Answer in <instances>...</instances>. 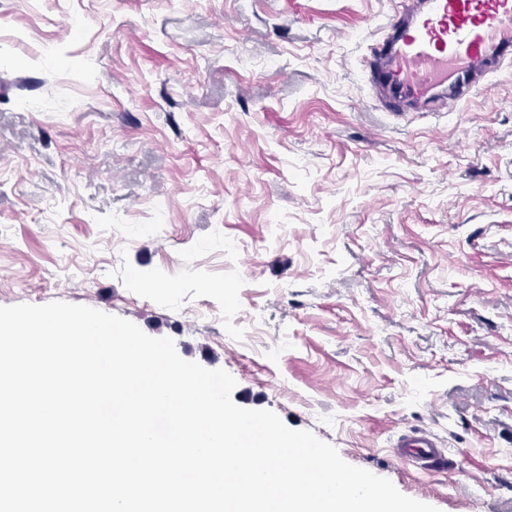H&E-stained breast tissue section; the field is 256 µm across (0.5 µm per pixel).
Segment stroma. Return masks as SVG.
<instances>
[{"label": "stroma", "instance_id": "stroma-1", "mask_svg": "<svg viewBox=\"0 0 512 512\" xmlns=\"http://www.w3.org/2000/svg\"><path fill=\"white\" fill-rule=\"evenodd\" d=\"M395 7L0 0V306L129 320L402 494L512 512V79L387 112ZM438 444L428 435H407L400 440V448L405 450L399 458L427 469L447 460L446 448H439Z\"/></svg>", "mask_w": 512, "mask_h": 512}]
</instances>
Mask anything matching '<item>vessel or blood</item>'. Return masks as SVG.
<instances>
[{
    "label": "vessel or blood",
    "mask_w": 512,
    "mask_h": 512,
    "mask_svg": "<svg viewBox=\"0 0 512 512\" xmlns=\"http://www.w3.org/2000/svg\"><path fill=\"white\" fill-rule=\"evenodd\" d=\"M392 14L371 50L369 80L385 107L437 101L456 109L485 75H505L512 59V0H418ZM404 461L428 468L446 461L445 449L427 435L401 439Z\"/></svg>",
    "instance_id": "vessel-or-blood-1"
}]
</instances>
